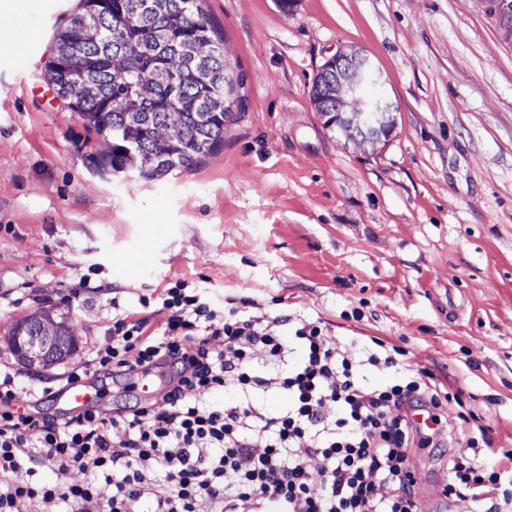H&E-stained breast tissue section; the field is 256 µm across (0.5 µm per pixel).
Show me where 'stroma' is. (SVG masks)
Returning <instances> with one entry per match:
<instances>
[{
  "instance_id": "35a3bbf8",
  "label": "stroma",
  "mask_w": 512,
  "mask_h": 512,
  "mask_svg": "<svg viewBox=\"0 0 512 512\" xmlns=\"http://www.w3.org/2000/svg\"><path fill=\"white\" fill-rule=\"evenodd\" d=\"M77 3L24 0L0 40V364L19 381L14 408L61 419L48 395L61 374L108 342L118 311L152 316L140 298L182 279L219 308L247 296L349 348L401 347L460 395L448 426L462 409L489 417L495 446L512 448V38L482 0H202L246 107L211 154L150 180L113 175L111 140L46 78ZM353 51L396 112L370 152L329 132L311 97L320 67ZM48 308L77 351L26 366L5 330ZM167 375L91 381L120 409ZM447 464L410 455L432 510Z\"/></svg>"
}]
</instances>
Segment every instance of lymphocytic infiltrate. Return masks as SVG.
Instances as JSON below:
<instances>
[{
	"instance_id": "obj_1",
	"label": "lymphocytic infiltrate",
	"mask_w": 512,
	"mask_h": 512,
	"mask_svg": "<svg viewBox=\"0 0 512 512\" xmlns=\"http://www.w3.org/2000/svg\"><path fill=\"white\" fill-rule=\"evenodd\" d=\"M157 300L162 323L116 315L109 342L66 382L168 364L161 403L59 423L14 410L15 377L0 369V512L52 500L70 512H140L144 502L150 512H423L411 450L452 443L444 498L462 512H512V449L495 447L478 417L444 432L450 392L430 369L402 363V349L353 352L321 321L257 314L247 297H225L219 310L182 279ZM368 366L396 376L368 383ZM268 392L286 406L265 410L257 398ZM416 409L431 426L411 420ZM47 467L62 481L41 482ZM99 474L113 488L106 501Z\"/></svg>"
}]
</instances>
